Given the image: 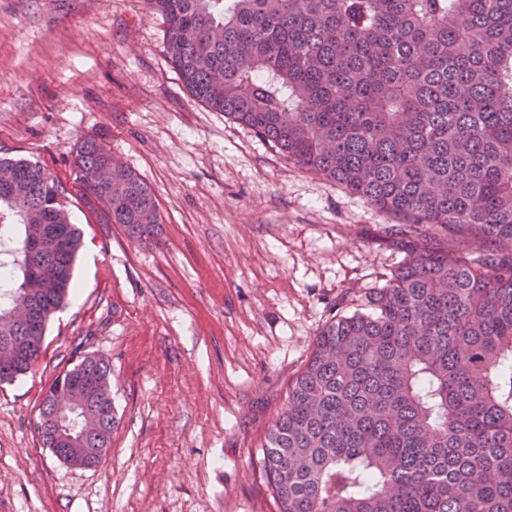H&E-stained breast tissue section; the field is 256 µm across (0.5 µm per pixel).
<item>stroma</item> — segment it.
<instances>
[{"mask_svg": "<svg viewBox=\"0 0 512 512\" xmlns=\"http://www.w3.org/2000/svg\"><path fill=\"white\" fill-rule=\"evenodd\" d=\"M164 31L147 0H0V156L70 184L78 138L107 132L163 216L145 244L70 203L80 297L0 383V512H279L261 448L288 387L316 331L404 258L390 215L193 97ZM87 356L111 366L119 425L78 468L37 424Z\"/></svg>", "mask_w": 512, "mask_h": 512, "instance_id": "stroma-1", "label": "stroma"}]
</instances>
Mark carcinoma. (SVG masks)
I'll list each match as a JSON object with an SVG mask.
<instances>
[{"mask_svg":"<svg viewBox=\"0 0 512 512\" xmlns=\"http://www.w3.org/2000/svg\"><path fill=\"white\" fill-rule=\"evenodd\" d=\"M148 2L193 96L391 215L404 244L365 310L318 330L288 388L262 447L279 512H512V0ZM111 158L105 134L82 138L71 187L0 158L15 175L0 188V336L16 346L0 383L35 365L68 297L71 197L132 240L157 235L153 190ZM30 295L33 319L9 320ZM87 378L110 402L109 363L87 356L40 419L58 380ZM116 426L98 420L89 447Z\"/></svg>","mask_w":512,"mask_h":512,"instance_id":"obj_1","label":"carcinoma"}]
</instances>
